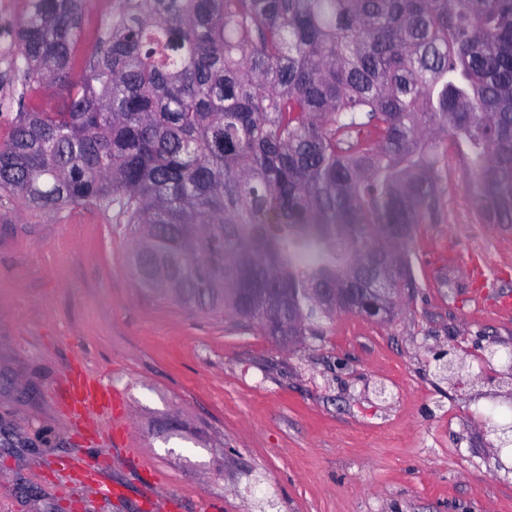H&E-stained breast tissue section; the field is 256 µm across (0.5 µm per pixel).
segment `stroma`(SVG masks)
I'll use <instances>...</instances> for the list:
<instances>
[{
    "label": "stroma",
    "instance_id": "1",
    "mask_svg": "<svg viewBox=\"0 0 512 512\" xmlns=\"http://www.w3.org/2000/svg\"><path fill=\"white\" fill-rule=\"evenodd\" d=\"M123 224L96 208L0 207V512H512V225L477 221L448 164L416 285L380 321L338 312L283 344L142 288ZM463 362L466 385L443 365ZM112 388L85 416L61 382Z\"/></svg>",
    "mask_w": 512,
    "mask_h": 512
}]
</instances>
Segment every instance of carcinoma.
Wrapping results in <instances>:
<instances>
[{"mask_svg":"<svg viewBox=\"0 0 512 512\" xmlns=\"http://www.w3.org/2000/svg\"><path fill=\"white\" fill-rule=\"evenodd\" d=\"M84 5L9 32L0 196L112 214L143 287L283 342L383 276L393 314L450 151L512 224V0H123L78 73Z\"/></svg>","mask_w":512,"mask_h":512,"instance_id":"obj_1","label":"carcinoma"}]
</instances>
